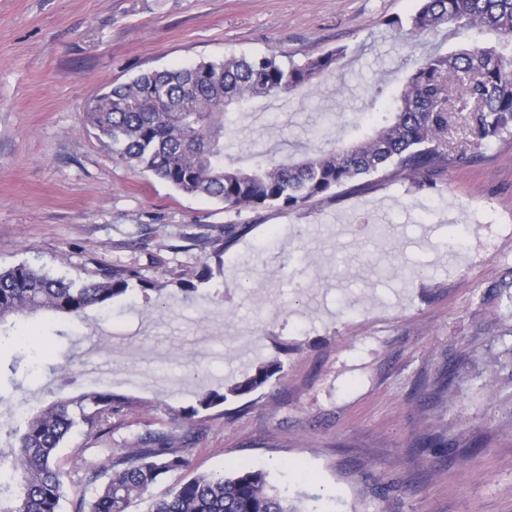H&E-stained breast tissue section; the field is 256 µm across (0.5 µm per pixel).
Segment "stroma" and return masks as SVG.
<instances>
[{"label":"stroma","mask_w":512,"mask_h":512,"mask_svg":"<svg viewBox=\"0 0 512 512\" xmlns=\"http://www.w3.org/2000/svg\"><path fill=\"white\" fill-rule=\"evenodd\" d=\"M418 0H0V267L20 262L87 279L132 267L110 313L45 311L17 321L65 366L13 368L0 343V442L19 414L88 384L138 400L105 439L77 431L65 470L169 427L168 407L277 358L280 375L196 417L188 469H260L307 512H512V135L417 188L398 175L297 210L246 213L250 232L223 273L185 293L176 275L208 257L221 203L141 175L84 123L107 85L230 54L294 61L344 49L336 75L287 101L234 114L236 144L301 158L336 113L344 145L370 134L372 95L399 92L414 58L447 51V32L414 47L389 19ZM437 438L443 451L426 446Z\"/></svg>","instance_id":"obj_1"}]
</instances>
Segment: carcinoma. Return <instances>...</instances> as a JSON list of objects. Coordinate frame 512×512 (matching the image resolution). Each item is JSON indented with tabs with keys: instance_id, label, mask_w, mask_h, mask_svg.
Masks as SVG:
<instances>
[{
	"instance_id": "obj_1",
	"label": "carcinoma",
	"mask_w": 512,
	"mask_h": 512,
	"mask_svg": "<svg viewBox=\"0 0 512 512\" xmlns=\"http://www.w3.org/2000/svg\"><path fill=\"white\" fill-rule=\"evenodd\" d=\"M388 25L405 43L444 27L461 41L419 58L401 92L383 105L380 126L347 146L306 153L298 161L256 152L249 169L224 154L231 106L311 88L315 78L336 72L341 49L300 63L242 54L147 71L110 86L87 107L84 121L144 176L220 202L236 216L222 235L206 238L220 258L227 243L247 232L248 225L237 221L246 210L299 209L380 173L434 185L449 168L512 133V0H420L414 13ZM459 119L468 131L463 144L454 142ZM134 281L150 285L138 271L118 267L101 268L81 283L28 263L0 269V335L10 319L41 310L76 318L93 308L106 313ZM282 369L281 361L271 360L222 392L202 394L195 407L172 409L174 427L140 434L126 448L99 449L104 458L84 472L93 494L77 498L73 512H127L136 498L148 502L146 512H306L272 489L262 470L200 474L159 498L150 494L162 476L189 468L186 446L199 440L192 422L199 410L254 392ZM136 407L95 388L52 402L12 426L15 442L0 448V512H61L67 473L59 451L65 440L78 428L105 434L112 416Z\"/></svg>"
}]
</instances>
